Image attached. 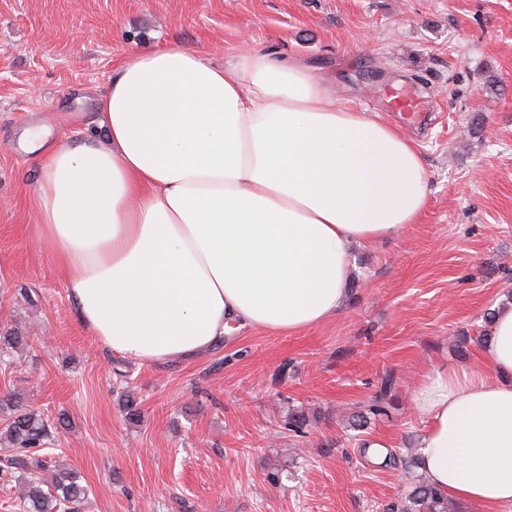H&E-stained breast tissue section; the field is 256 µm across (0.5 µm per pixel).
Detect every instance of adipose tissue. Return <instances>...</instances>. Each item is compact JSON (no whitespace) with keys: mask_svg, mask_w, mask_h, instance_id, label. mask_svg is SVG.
Wrapping results in <instances>:
<instances>
[{"mask_svg":"<svg viewBox=\"0 0 512 512\" xmlns=\"http://www.w3.org/2000/svg\"><path fill=\"white\" fill-rule=\"evenodd\" d=\"M101 136L38 154L39 239L78 317L141 363L191 358L230 325L297 332L345 299L350 243L415 223L427 174L410 141L337 101L301 59L246 50L226 64L173 42L128 51ZM479 366L424 374L420 468L450 497L512 506V305Z\"/></svg>","mask_w":512,"mask_h":512,"instance_id":"ef3b65f1","label":"adipose tissue"}]
</instances>
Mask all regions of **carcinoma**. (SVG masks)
Returning a JSON list of instances; mask_svg holds the SVG:
<instances>
[{"label": "carcinoma", "mask_w": 512, "mask_h": 512, "mask_svg": "<svg viewBox=\"0 0 512 512\" xmlns=\"http://www.w3.org/2000/svg\"><path fill=\"white\" fill-rule=\"evenodd\" d=\"M392 379L383 380L381 394L369 406L374 416L387 414V396ZM52 425L48 419L15 404L6 423L0 428V447L7 450L4 473L19 472L18 499L23 512H79L88 494L79 473L51 468L50 461L37 449L51 441ZM419 512H448V496L422 480L410 492Z\"/></svg>", "instance_id": "obj_1"}]
</instances>
